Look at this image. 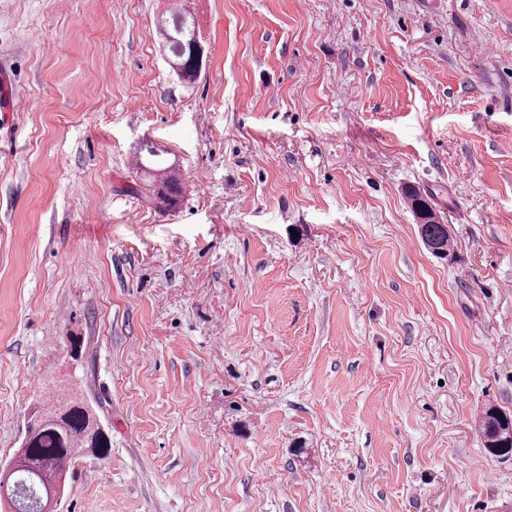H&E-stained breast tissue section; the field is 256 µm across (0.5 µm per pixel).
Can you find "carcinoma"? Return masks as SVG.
Segmentation results:
<instances>
[{"label":"carcinoma","mask_w":512,"mask_h":512,"mask_svg":"<svg viewBox=\"0 0 512 512\" xmlns=\"http://www.w3.org/2000/svg\"><path fill=\"white\" fill-rule=\"evenodd\" d=\"M160 31L174 57L172 68L178 78L188 83L195 81L203 66L195 30L183 22L172 30L162 26ZM143 184L151 191L146 200L157 207H174L184 191L178 172L169 168H143ZM409 198L416 214H427L418 225L423 244L435 257L448 258L452 243L448 225L434 220L431 205L418 191H409ZM478 426L490 454H512L511 416L489 407L480 413ZM108 448V435L91 408L70 395L31 414L10 471L0 475V487L16 512H53L55 503L49 493L65 485L76 459L88 451L102 458Z\"/></svg>","instance_id":"obj_1"}]
</instances>
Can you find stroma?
Here are the masks:
<instances>
[{
	"label": "stroma",
	"instance_id": "stroma-1",
	"mask_svg": "<svg viewBox=\"0 0 512 512\" xmlns=\"http://www.w3.org/2000/svg\"><path fill=\"white\" fill-rule=\"evenodd\" d=\"M2 71L0 460L53 391L111 442L56 512H512V0H0ZM160 31L170 51L175 58L172 61V68L179 79L184 82H194L200 74L203 66V58L200 57L195 36L194 27H188L184 21L172 31L166 26H161ZM140 167H144L143 184L151 191V196H145L146 200L157 207L172 208L177 205L184 191L178 172L169 168L153 170L141 164ZM409 198L413 210L423 220L422 224H418V231L423 244L435 257L447 259L452 243V235L448 230V225L434 220L431 205L418 191H409ZM424 213L430 214V216L420 217ZM478 426L486 450L497 457L512 454V418L498 410L488 407L478 418Z\"/></svg>",
	"mask_w": 512,
	"mask_h": 512
}]
</instances>
